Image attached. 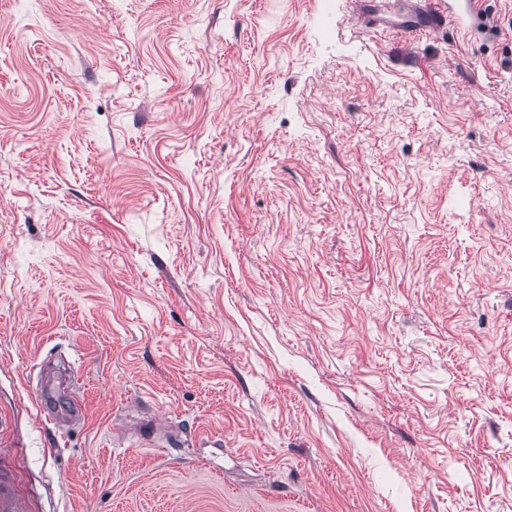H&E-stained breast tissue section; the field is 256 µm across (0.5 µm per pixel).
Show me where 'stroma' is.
I'll return each instance as SVG.
<instances>
[{"instance_id": "35a3bbf8", "label": "stroma", "mask_w": 512, "mask_h": 512, "mask_svg": "<svg viewBox=\"0 0 512 512\" xmlns=\"http://www.w3.org/2000/svg\"><path fill=\"white\" fill-rule=\"evenodd\" d=\"M438 3L0 0L26 512H512V0ZM423 2L425 3L424 6L419 4L413 10L416 20L405 26L409 36L439 33L448 26V13L446 11L436 7V4L432 1Z\"/></svg>"}]
</instances>
